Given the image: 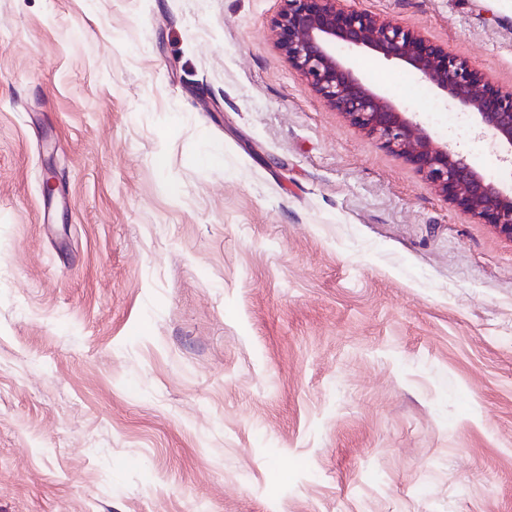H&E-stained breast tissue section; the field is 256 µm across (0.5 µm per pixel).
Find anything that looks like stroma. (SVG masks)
<instances>
[{
    "instance_id": "obj_1",
    "label": "stroma",
    "mask_w": 512,
    "mask_h": 512,
    "mask_svg": "<svg viewBox=\"0 0 512 512\" xmlns=\"http://www.w3.org/2000/svg\"><path fill=\"white\" fill-rule=\"evenodd\" d=\"M342 5L512 92V0ZM280 10L0 0V512H512V239L313 91Z\"/></svg>"
}]
</instances>
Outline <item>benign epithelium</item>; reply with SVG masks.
<instances>
[{
  "instance_id": "obj_1",
  "label": "benign epithelium",
  "mask_w": 512,
  "mask_h": 512,
  "mask_svg": "<svg viewBox=\"0 0 512 512\" xmlns=\"http://www.w3.org/2000/svg\"><path fill=\"white\" fill-rule=\"evenodd\" d=\"M277 44L314 91L386 149L407 158L444 196L512 239V194L503 192L458 153L417 134V124L370 89L340 58L336 45L362 48L408 66L469 112L512 161V92L503 93L465 62L421 35L341 0H281Z\"/></svg>"
}]
</instances>
